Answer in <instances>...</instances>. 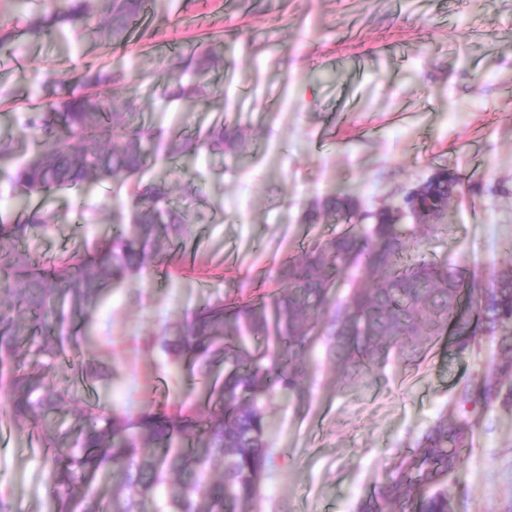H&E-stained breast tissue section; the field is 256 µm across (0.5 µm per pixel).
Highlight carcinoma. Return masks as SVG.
Masks as SVG:
<instances>
[{
  "label": "carcinoma",
  "instance_id": "obj_1",
  "mask_svg": "<svg viewBox=\"0 0 512 512\" xmlns=\"http://www.w3.org/2000/svg\"><path fill=\"white\" fill-rule=\"evenodd\" d=\"M146 0H69L67 7L31 18L25 32L51 35L60 26L98 18L92 33L126 41ZM220 56L213 47L191 50L197 79L169 92L170 100L216 98L205 78ZM139 115L130 89L122 111L112 95L75 85L69 98L31 108L24 136L31 150L7 178L26 205L13 222H0V387L10 397L0 420L37 434L48 467L50 512H256L273 465L268 407L286 394L309 401L306 367L325 339L327 355L347 380L382 368L393 357L414 361L421 340L448 333L455 353L475 345L478 333L500 337L491 369L478 374L448 403L410 451L356 512H454L448 479L463 462L476 422L467 406L482 402L512 409V265L482 281L463 268L420 254L422 235L443 224H402L392 210L370 223L353 197H329L305 215L307 224H343L281 262L267 279L285 285L257 299H217L166 326L156 341L178 367L198 377L207 414L183 405L174 412L114 405H81L57 378L66 353L87 340L109 291L149 263L169 255L187 234L191 211L205 204L184 188L174 202L165 179L138 183L128 223L116 224L100 256H72L51 268L31 261L24 246L55 221L50 195L90 184L142 179L157 152L176 163L200 149L232 157L245 151L237 124L216 122L204 132L162 142L153 128L130 124ZM465 189L440 168L423 204L439 209ZM342 300L336 288L347 271ZM74 413L63 427L58 414ZM104 478L110 492L99 491Z\"/></svg>",
  "mask_w": 512,
  "mask_h": 512
}]
</instances>
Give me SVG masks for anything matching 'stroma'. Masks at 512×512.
<instances>
[{"instance_id":"35a3bbf8","label":"stroma","mask_w":512,"mask_h":512,"mask_svg":"<svg viewBox=\"0 0 512 512\" xmlns=\"http://www.w3.org/2000/svg\"><path fill=\"white\" fill-rule=\"evenodd\" d=\"M18 0H0V28L15 31L0 57V138L22 133L32 103L61 101L100 76L121 101L135 88L139 122L162 136L217 119L245 128L244 161L199 152L174 176L207 204L181 249L112 290L95 315V340L62 362L58 379L83 402L173 409L197 394L193 378L151 345L164 325L206 302L262 293L268 271L299 255L333 224L306 225L322 198L347 193L363 211L398 202L439 167L468 192L448 207L446 231L421 252L482 279L512 264V0H159L130 40L105 44L79 27L35 37ZM218 45L208 79L216 103H166L169 78L190 47ZM134 184L120 181L55 193L56 221L26 250L44 266L83 256L127 221ZM497 340L480 335L455 355L447 337L417 361L393 360L340 384L324 346L307 368L311 398H276L268 413L274 466L260 512H355L400 453L436 420L460 388L490 370ZM106 369L89 380L86 362ZM472 444L449 485L457 512H512V410L468 406ZM13 512H45L48 470L30 430L0 424V490Z\"/></svg>"}]
</instances>
